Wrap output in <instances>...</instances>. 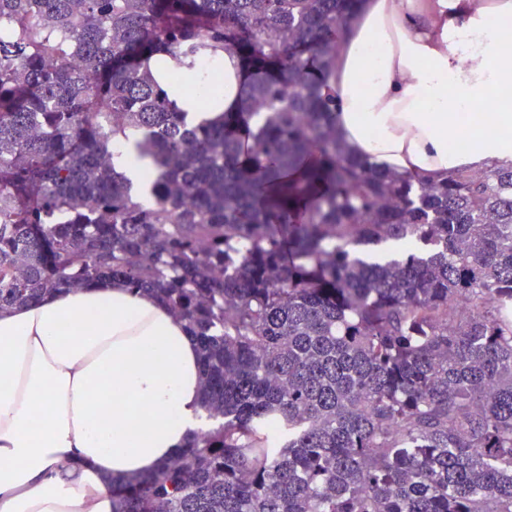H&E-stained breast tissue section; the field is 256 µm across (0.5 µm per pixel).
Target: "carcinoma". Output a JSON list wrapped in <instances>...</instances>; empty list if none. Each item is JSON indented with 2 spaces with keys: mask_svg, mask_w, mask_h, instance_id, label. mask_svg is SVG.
Listing matches in <instances>:
<instances>
[{
  "mask_svg": "<svg viewBox=\"0 0 512 512\" xmlns=\"http://www.w3.org/2000/svg\"><path fill=\"white\" fill-rule=\"evenodd\" d=\"M355 2L0 0V310L112 278L200 348L213 424L112 512H512V170L346 153ZM226 51L255 130L178 106ZM129 129L152 206L112 166Z\"/></svg>",
  "mask_w": 512,
  "mask_h": 512,
  "instance_id": "carcinoma-1",
  "label": "carcinoma"
}]
</instances>
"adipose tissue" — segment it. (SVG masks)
Segmentation results:
<instances>
[{"mask_svg": "<svg viewBox=\"0 0 512 512\" xmlns=\"http://www.w3.org/2000/svg\"><path fill=\"white\" fill-rule=\"evenodd\" d=\"M510 28L512 0H357L329 78L348 153L426 182L512 169ZM136 140L112 163L148 203ZM201 384L196 342L153 293L99 280L0 312V512H112L108 477L205 429Z\"/></svg>", "mask_w": 512, "mask_h": 512, "instance_id": "1", "label": "adipose tissue"}]
</instances>
